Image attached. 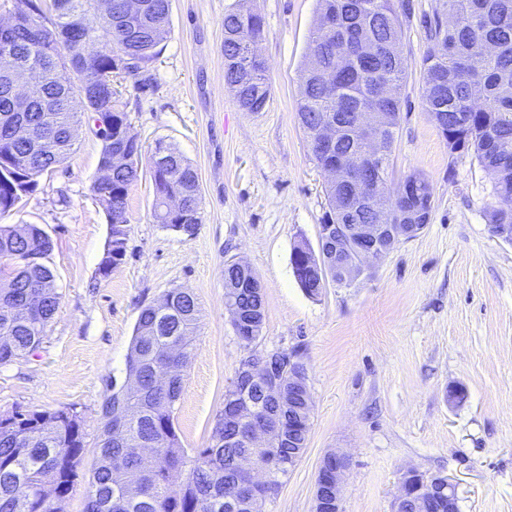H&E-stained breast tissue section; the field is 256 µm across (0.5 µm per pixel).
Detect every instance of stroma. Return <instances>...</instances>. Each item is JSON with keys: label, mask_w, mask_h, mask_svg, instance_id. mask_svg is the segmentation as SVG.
Returning a JSON list of instances; mask_svg holds the SVG:
<instances>
[{"label": "stroma", "mask_w": 512, "mask_h": 512, "mask_svg": "<svg viewBox=\"0 0 512 512\" xmlns=\"http://www.w3.org/2000/svg\"><path fill=\"white\" fill-rule=\"evenodd\" d=\"M438 0H403L406 60L394 179L424 175L432 220L400 241L351 285L319 296L300 287L296 245L317 247L326 178L297 118L301 70L317 0H172L170 33L149 65V83L126 77L119 107L151 152L170 144L197 169L199 224L185 236L157 224L149 171L127 198L126 255L108 275L98 266L109 234L90 191L102 143L81 124L66 162L43 174L9 224L42 228L60 305L39 347L0 365V415L72 410L86 454L64 505L82 512L101 404L123 383L141 308L170 289L194 295L199 320L174 424L182 448L207 446L240 360L295 352L307 368L313 411L308 449L263 512H312L321 458H350L343 512H390L400 474L447 475L459 512H512V244L492 235V179L468 153L450 152L425 108L423 59ZM258 13L257 50L271 96L243 111L224 82L222 19ZM246 262L262 285L264 324L244 346L224 307V262ZM455 385L466 396L448 398Z\"/></svg>", "instance_id": "35a3bbf8"}]
</instances>
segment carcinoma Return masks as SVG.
<instances>
[{
  "instance_id": "carcinoma-1",
  "label": "carcinoma",
  "mask_w": 512,
  "mask_h": 512,
  "mask_svg": "<svg viewBox=\"0 0 512 512\" xmlns=\"http://www.w3.org/2000/svg\"><path fill=\"white\" fill-rule=\"evenodd\" d=\"M97 0H18L37 18L30 24L0 31V86L11 70H26L33 94L54 105L50 112H16L0 96V218L18 210L37 190L38 178L62 165L75 141L57 136L83 117L94 124L102 141L99 164L112 171V183L95 181L91 192L107 212L108 261L118 266L125 257L128 235L127 196L138 181L141 145L130 132L127 113L115 107V82L142 75L159 55L169 33L170 0H141L142 13L129 17L122 0H112V13L95 9ZM457 13L452 25L442 24L435 10L433 46L424 58L423 99L431 119L448 148L472 153L496 179L492 193L498 206L489 223L512 225V0H442ZM224 81L246 112H261L271 85L264 61L239 73L232 58L257 44L264 32L260 15L238 9L224 14ZM398 0H318V16L309 36L302 70L298 118L318 166L325 158L318 150L321 120L338 126L336 151L360 157L362 145L354 126L368 112H387L389 123L378 126L376 137L384 151L392 152L401 120L398 89L405 75L400 51ZM499 46L496 54L478 61L484 45ZM81 76L94 91L90 104H70L78 93L72 74ZM37 132L29 141H16L20 122ZM150 156L153 216L157 223L175 230L184 224L196 231L201 193L196 169L175 148L158 141ZM431 191L419 173L399 180L395 187L383 182L375 203H395L409 212L396 224L427 226L433 206L422 208L421 195ZM348 196L344 185L328 183V210L323 224H361V212L348 206L336 210V198ZM178 197L181 213L170 216L167 202ZM53 248L47 234L34 225L24 236L16 225H0V266L14 279V287H0V365L39 347L46 328L59 307L55 277L46 264L29 262L33 252L48 257ZM312 250L292 257L294 275L311 297L319 295L309 264ZM224 305L237 311V335L243 342L261 335L263 294L255 291L250 276L234 262L224 264ZM38 286L41 307L28 309L29 285ZM199 317L195 297L181 288L144 306L138 316L126 372L132 382L122 388L118 404L107 397L101 406L103 426L96 442L92 476L85 493L84 512H229L224 494L233 490L246 470L266 473L276 484L289 474L288 450L307 447L311 412L303 421L288 414V400H276L260 387L249 392L257 414L280 412L285 439L271 455L250 448L234 423L219 415L212 442L187 453L181 448L175 426L174 406L183 390V378L172 385L168 397L154 392L157 373L168 367L171 354L178 365L188 361ZM137 443L149 449L134 451ZM85 452V433L75 412L30 411L17 423L0 422V512H63L78 477Z\"/></svg>"
}]
</instances>
